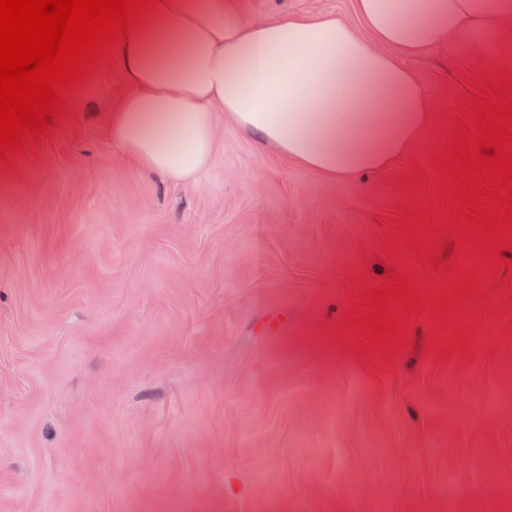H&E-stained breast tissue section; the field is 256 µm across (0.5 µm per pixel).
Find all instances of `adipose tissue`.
I'll return each mask as SVG.
<instances>
[{
  "label": "adipose tissue",
  "mask_w": 512,
  "mask_h": 512,
  "mask_svg": "<svg viewBox=\"0 0 512 512\" xmlns=\"http://www.w3.org/2000/svg\"><path fill=\"white\" fill-rule=\"evenodd\" d=\"M367 32L333 14L258 20L237 0H161L109 56L127 86L112 141L175 183L207 168L217 114L266 147L330 177L396 159L429 108L399 55L452 36L512 57V0H355Z\"/></svg>",
  "instance_id": "ef3b65f1"
}]
</instances>
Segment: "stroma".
<instances>
[{
	"mask_svg": "<svg viewBox=\"0 0 512 512\" xmlns=\"http://www.w3.org/2000/svg\"><path fill=\"white\" fill-rule=\"evenodd\" d=\"M259 17L354 0H241ZM405 64L425 131L387 166L326 177L220 122L182 185L91 105L0 166V512H512V305L491 276L465 355L356 351L349 295L395 274L411 165L512 58L461 38ZM394 253H385L386 245Z\"/></svg>",
	"mask_w": 512,
	"mask_h": 512,
	"instance_id": "1",
	"label": "stroma"
}]
</instances>
